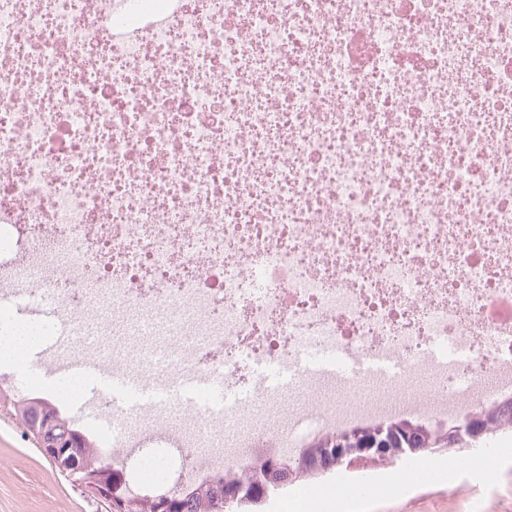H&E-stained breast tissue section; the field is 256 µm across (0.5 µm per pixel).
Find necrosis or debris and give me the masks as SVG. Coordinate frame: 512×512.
<instances>
[{
  "instance_id": "necrosis-or-debris-1",
  "label": "necrosis or debris",
  "mask_w": 512,
  "mask_h": 512,
  "mask_svg": "<svg viewBox=\"0 0 512 512\" xmlns=\"http://www.w3.org/2000/svg\"><path fill=\"white\" fill-rule=\"evenodd\" d=\"M16 287L89 325L59 361L159 389L324 346L405 366L120 417L125 491L168 471L143 441L185 488L511 399L512 0H0ZM438 336L463 359L435 364Z\"/></svg>"
}]
</instances>
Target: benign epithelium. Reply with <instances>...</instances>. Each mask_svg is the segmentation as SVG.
<instances>
[{
  "label": "benign epithelium",
  "instance_id": "benign-epithelium-1",
  "mask_svg": "<svg viewBox=\"0 0 512 512\" xmlns=\"http://www.w3.org/2000/svg\"><path fill=\"white\" fill-rule=\"evenodd\" d=\"M489 408L476 407L475 411L463 419L448 426V444L439 441L413 442L402 435L398 426L360 429L336 433V447L328 449L322 455H306L302 467L290 471L289 480L294 482L303 478L319 477L335 471L343 472L361 462H376L380 459L395 461L417 454H437L447 452L453 447L467 441H477L483 444L496 437L499 430L486 424V414ZM55 420L40 414L34 419L33 442L41 453L49 458L56 467L74 483L84 487L90 493L107 500L112 512H129L142 500L135 494H127L119 499L113 498L102 474L89 473L71 462L63 459L60 448L67 446L75 448L78 443L74 440L65 444L47 438L49 429Z\"/></svg>",
  "mask_w": 512,
  "mask_h": 512
}]
</instances>
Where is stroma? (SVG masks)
<instances>
[{
    "mask_svg": "<svg viewBox=\"0 0 512 512\" xmlns=\"http://www.w3.org/2000/svg\"><path fill=\"white\" fill-rule=\"evenodd\" d=\"M503 453L484 463L471 449H460L465 466L444 479L437 459L399 463L417 469L415 478L374 495H346L318 501L313 512H512V437L499 436ZM459 488L449 494V485ZM0 512H106L99 500L61 474L24 436L21 428L0 415Z\"/></svg>",
    "mask_w": 512,
    "mask_h": 512,
    "instance_id": "35a3bbf8",
    "label": "stroma"
}]
</instances>
